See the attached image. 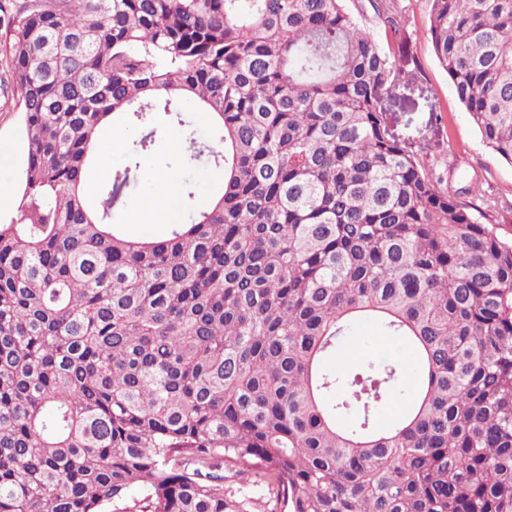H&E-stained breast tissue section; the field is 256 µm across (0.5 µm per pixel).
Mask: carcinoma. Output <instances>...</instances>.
I'll return each mask as SVG.
<instances>
[{"label": "carcinoma", "mask_w": 512, "mask_h": 512, "mask_svg": "<svg viewBox=\"0 0 512 512\" xmlns=\"http://www.w3.org/2000/svg\"><path fill=\"white\" fill-rule=\"evenodd\" d=\"M0 0L27 131L0 224V512H512L511 209L455 192L388 128L417 80L397 0ZM435 55L512 165V0H429ZM214 202L154 240L112 222L161 123ZM133 163L83 191L109 122ZM361 318L415 359L340 353ZM143 495H132L134 488ZM348 8L353 11L357 16L361 25L369 32L376 40L383 46H386V28L384 24L377 19L368 5V0H348ZM220 171L215 169L210 163L203 161L191 173L192 183L194 185L195 196L197 198H209L211 195L216 193L221 186V180L210 184H204L200 180V174L204 171ZM222 173V171H220ZM378 325L374 321H361L353 327L351 336H347L348 353H370L375 357H398L405 368V373L397 389L382 406L377 422L380 427L392 424L405 410L408 393L415 386L413 356L409 349L399 340L385 336V342L376 341L380 336ZM230 491L232 494L236 493L237 497L249 499L250 512H279L271 511L275 502H270L271 495L266 484L253 483L246 479V476H238L224 481V493ZM251 506H255V508H251Z\"/></svg>", "instance_id": "cac0c4a2"}]
</instances>
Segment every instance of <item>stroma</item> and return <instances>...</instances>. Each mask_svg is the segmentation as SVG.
<instances>
[{
    "mask_svg": "<svg viewBox=\"0 0 512 512\" xmlns=\"http://www.w3.org/2000/svg\"><path fill=\"white\" fill-rule=\"evenodd\" d=\"M408 20L409 51L419 67V79L410 86H397L386 99L384 107L390 131L415 150L439 157L440 161L457 159L463 173L478 175L481 187L493 190L501 199L512 202V165L499 158L486 146L480 133L471 124L460 103L453 83L439 64L429 34V4L427 0H398ZM440 120H433V112ZM13 155L10 167L0 170V177L21 185L25 161V130L16 96H0V149ZM175 154L165 143L141 158L138 183L133 189L129 208L120 210L115 220L124 224L135 238H157L167 231L163 224H134L130 221L132 208L149 199L152 180L160 173H176ZM351 353H370L376 357L399 358L405 368L397 389L382 406L377 422L386 427L405 410L407 395L415 386L413 357L399 340L381 338L376 322L357 323L347 338Z\"/></svg>",
    "mask_w": 512,
    "mask_h": 512,
    "instance_id": "stroma-1",
    "label": "stroma"
}]
</instances>
